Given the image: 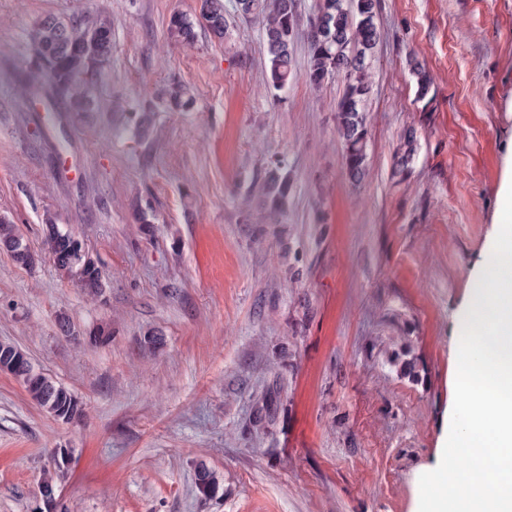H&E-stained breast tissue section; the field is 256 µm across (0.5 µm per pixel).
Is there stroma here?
Masks as SVG:
<instances>
[{
    "mask_svg": "<svg viewBox=\"0 0 512 512\" xmlns=\"http://www.w3.org/2000/svg\"><path fill=\"white\" fill-rule=\"evenodd\" d=\"M315 3L297 0V78L274 92L258 19L228 12L223 38L185 46L169 21L197 0H0V216L36 254L28 268L0 251V340L83 404L57 421L0 371V512H419L512 167V0H379L357 187L336 132L344 83L304 77ZM102 11L114 49L95 109L23 95L41 18ZM413 57L434 81L426 110ZM276 159L290 187L271 216L259 187ZM49 221L96 261L101 296L56 269ZM56 448L71 460L48 503ZM202 463L223 480L207 501ZM417 151V138L413 129L406 130L400 139L399 147L393 158L396 174H407L409 164Z\"/></svg>",
    "mask_w": 512,
    "mask_h": 512,
    "instance_id": "35a3bbf8",
    "label": "stroma"
}]
</instances>
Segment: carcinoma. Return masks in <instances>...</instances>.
I'll list each match as a JSON object with an SVG mask.
<instances>
[{
	"mask_svg": "<svg viewBox=\"0 0 512 512\" xmlns=\"http://www.w3.org/2000/svg\"><path fill=\"white\" fill-rule=\"evenodd\" d=\"M235 11L243 17L261 20L264 44L269 61L267 88L281 91L294 79L293 37L295 33V0H235ZM377 0H317L310 19L309 64L306 81L319 88L326 79L343 77L345 89L337 104V129L344 143V164L352 183H359L366 172L368 129L366 105L371 87V72L365 59L371 57L379 42ZM99 39L92 44L85 37L87 20L72 17L68 20L48 15L38 24L32 49L34 60H43L51 70L48 80L64 88L56 93L67 111L77 116L94 108L89 84V57L97 52L111 57L112 24L102 15L92 19ZM215 35H223L226 27L224 0H200L198 17L192 20L175 14L169 29L185 44L194 42L196 25ZM415 80L416 101L428 107L432 102L433 79L418 62H409ZM44 70L33 66L25 71L19 88L30 93L43 85ZM417 151L414 130L405 131L393 158L395 172L404 176ZM263 190L270 211L281 210L288 202V175L278 164L268 170ZM58 270L72 277L82 287L94 292L101 290V271L95 261L82 250L80 243L68 231L54 224L47 225L44 242ZM0 246L6 247L13 261L21 266L34 263L23 235L4 217H0ZM0 359L11 363V374L25 389L30 399L55 420L69 423L83 415L79 400L65 387L35 370L28 355L18 346L0 342ZM222 479L206 466L196 473L195 488L204 499L215 497Z\"/></svg>",
	"mask_w": 512,
	"mask_h": 512,
	"instance_id": "carcinoma-1",
	"label": "carcinoma"
}]
</instances>
